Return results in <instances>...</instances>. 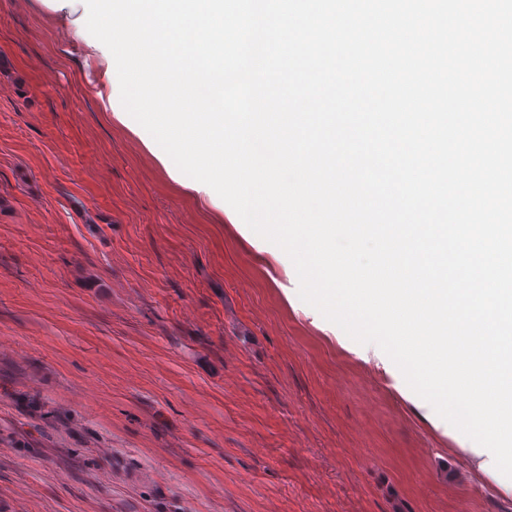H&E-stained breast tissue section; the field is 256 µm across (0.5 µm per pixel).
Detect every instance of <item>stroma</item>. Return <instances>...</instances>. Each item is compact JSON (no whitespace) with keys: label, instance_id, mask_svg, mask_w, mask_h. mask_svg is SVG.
I'll return each mask as SVG.
<instances>
[{"label":"stroma","instance_id":"obj_1","mask_svg":"<svg viewBox=\"0 0 512 512\" xmlns=\"http://www.w3.org/2000/svg\"><path fill=\"white\" fill-rule=\"evenodd\" d=\"M0 0V512H512Z\"/></svg>","mask_w":512,"mask_h":512}]
</instances>
